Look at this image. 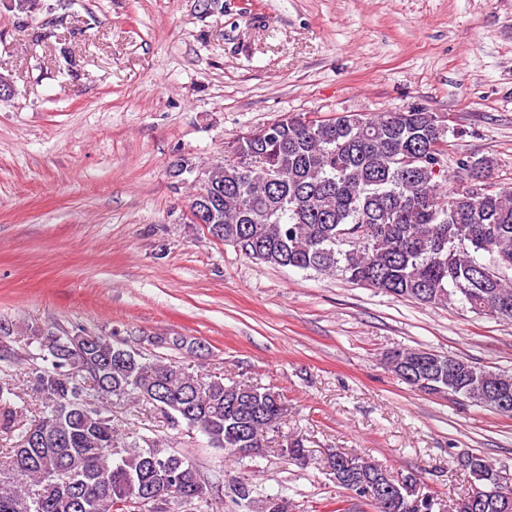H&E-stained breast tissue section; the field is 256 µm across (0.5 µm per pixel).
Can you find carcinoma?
<instances>
[{"label": "carcinoma", "mask_w": 512, "mask_h": 512, "mask_svg": "<svg viewBox=\"0 0 512 512\" xmlns=\"http://www.w3.org/2000/svg\"><path fill=\"white\" fill-rule=\"evenodd\" d=\"M15 15L52 10L42 0H5ZM434 112L411 106L374 116L343 114L309 120L287 116L236 138L227 154L194 185L190 207L210 206L212 236L245 255L281 267L339 274L421 305L460 302L470 311L512 320V188L482 191L495 158L467 155L448 175L446 140ZM416 156L410 168L399 162ZM455 188L447 191L448 181ZM80 332L90 342L73 349ZM13 325L0 322V362H19L10 344ZM26 381L0 377V512H151L145 490L205 498L196 464L161 436L129 435L114 423L111 398L148 407L174 428L204 435L231 460L261 457L286 409L280 394L224 379L202 382L172 361L145 357L126 342L77 326L68 331L32 326ZM384 365L420 391L441 393L512 417V375L466 359L409 348L385 355ZM40 399V416L26 419V397ZM300 467L309 463L304 439L282 449ZM339 487L375 512H434V494L415 504L403 497L417 485L358 454H329ZM471 477L448 512H512V484L484 457L464 456ZM231 501L260 512H288L282 493H257L244 479Z\"/></svg>", "instance_id": "1"}]
</instances>
